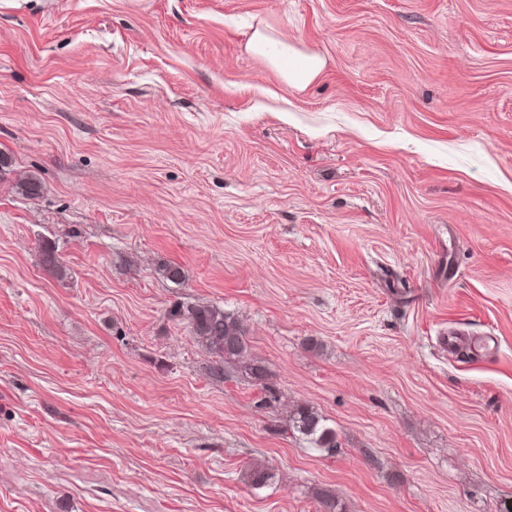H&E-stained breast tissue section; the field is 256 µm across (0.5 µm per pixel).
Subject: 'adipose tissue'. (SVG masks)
Segmentation results:
<instances>
[{"label": "adipose tissue", "instance_id": "obj_1", "mask_svg": "<svg viewBox=\"0 0 512 512\" xmlns=\"http://www.w3.org/2000/svg\"><path fill=\"white\" fill-rule=\"evenodd\" d=\"M247 48L264 56L273 68L281 72L285 82L297 89L310 84L324 67L319 55L299 53L287 39L274 38L259 30L253 33Z\"/></svg>", "mask_w": 512, "mask_h": 512}]
</instances>
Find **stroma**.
I'll return each mask as SVG.
<instances>
[{"label": "stroma", "mask_w": 512, "mask_h": 512, "mask_svg": "<svg viewBox=\"0 0 512 512\" xmlns=\"http://www.w3.org/2000/svg\"><path fill=\"white\" fill-rule=\"evenodd\" d=\"M0 153V512H512V0H0ZM247 49L264 56L270 65L280 71L285 82L304 89L322 71L323 59L316 54H300L286 38H273L256 30L247 43ZM170 316L186 321L196 339L222 364L236 363L248 348L245 330L224 310L212 306L179 307ZM324 419L308 408L298 409L294 415V429L303 435L312 448L327 454L336 451V434L331 428H327Z\"/></svg>", "instance_id": "obj_1"}]
</instances>
